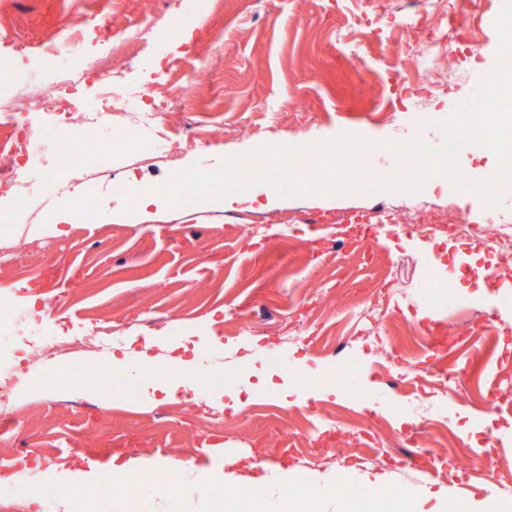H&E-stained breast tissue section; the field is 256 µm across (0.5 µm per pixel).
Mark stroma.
<instances>
[{
    "mask_svg": "<svg viewBox=\"0 0 512 512\" xmlns=\"http://www.w3.org/2000/svg\"><path fill=\"white\" fill-rule=\"evenodd\" d=\"M176 3L0 0V101L29 79L54 83L61 68L16 55L14 43L44 42L76 21L115 32L154 28L149 44L122 62L131 86L176 87L185 73H204L134 143L101 126L60 130L41 112L28 117L35 161L21 193L0 200V228L10 229L11 246L38 249L25 265L0 261V302L11 305L0 319V360H14L30 376L13 387V407L0 419V476L14 474L21 461L29 482L53 485L60 464L80 460L94 478L50 507L0 483V512H151L144 494L102 490L113 467L141 455L160 462L174 483L180 462L210 472L208 509L222 512L224 475L241 454L260 471L286 467L297 476L278 512H307L306 480L318 471L333 485L361 489L331 494L324 512H391L392 495L402 490L414 497L430 491L460 508L493 496L512 512V276L479 286L477 271L493 267L495 252L440 231L453 219L483 222L489 211L478 196L427 186L416 194L281 197L246 210L260 219L250 232L229 207L142 210L140 196L115 194L97 176L105 171L130 188L143 177L168 183L174 169L138 160L176 121L194 128L193 143L179 152L183 169L263 144L328 140L359 124L378 142L407 134L411 115L392 101L398 75L414 77L417 67L400 50L401 31L369 32L346 20L401 15L413 11L411 0H203L187 19L192 41L172 54L166 23ZM454 3L476 28L483 57L464 59L452 37L432 57L429 72L442 83L436 123L472 97L499 51L498 0ZM159 55L161 69H151ZM67 139L94 145L87 161L97 172L57 171L59 189L46 192L42 162ZM76 197L91 212L87 220L73 216L78 234H31ZM401 205L426 208V223L384 236L345 221ZM115 207L124 219L112 218ZM456 271L454 304L432 306L439 296L432 277ZM21 284L43 300L33 306L16 298ZM109 320L120 338L96 353L102 372L70 378L69 356L29 364L33 340H73ZM488 321L494 330H484ZM157 336L186 345L195 368L219 356L227 385L204 389L194 404L178 394L154 400L156 385L185 374L174 365L148 375L135 368L133 357ZM122 354L139 400L116 391L103 404L98 391ZM281 354L289 368L276 363ZM452 361L463 369L458 386L467 400L439 385ZM466 445L499 462L497 484L458 469L455 454Z\"/></svg>",
    "mask_w": 512,
    "mask_h": 512,
    "instance_id": "stroma-1",
    "label": "stroma"
}]
</instances>
